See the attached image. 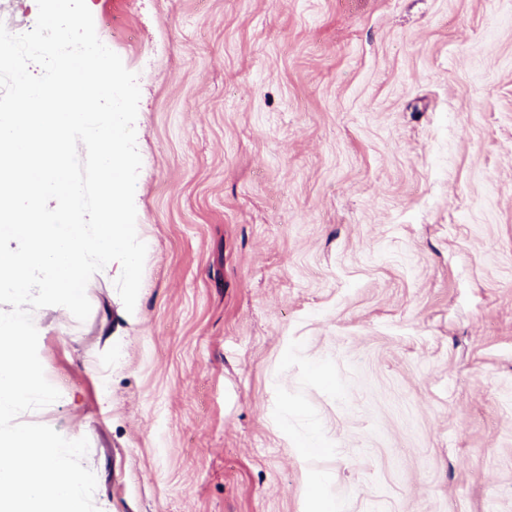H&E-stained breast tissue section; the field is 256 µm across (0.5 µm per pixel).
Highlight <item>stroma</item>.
<instances>
[{
  "label": "stroma",
  "instance_id": "1",
  "mask_svg": "<svg viewBox=\"0 0 512 512\" xmlns=\"http://www.w3.org/2000/svg\"><path fill=\"white\" fill-rule=\"evenodd\" d=\"M137 74L135 313L35 310L98 512H512V0H87Z\"/></svg>",
  "mask_w": 512,
  "mask_h": 512
}]
</instances>
